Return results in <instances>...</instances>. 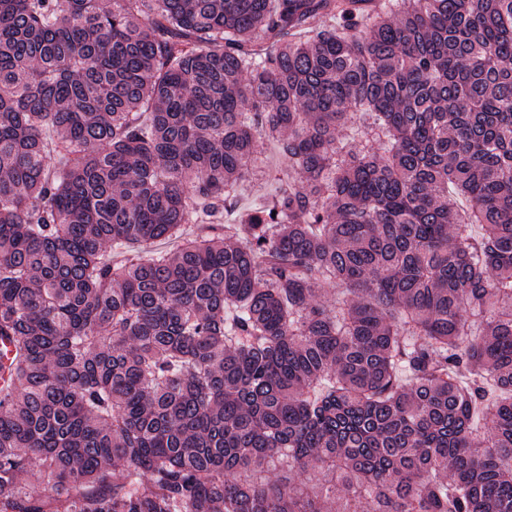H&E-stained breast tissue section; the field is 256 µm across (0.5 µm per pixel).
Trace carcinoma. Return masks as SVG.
<instances>
[{"label": "carcinoma", "mask_w": 512, "mask_h": 512, "mask_svg": "<svg viewBox=\"0 0 512 512\" xmlns=\"http://www.w3.org/2000/svg\"><path fill=\"white\" fill-rule=\"evenodd\" d=\"M0 339V512H512V0H0Z\"/></svg>", "instance_id": "1"}]
</instances>
